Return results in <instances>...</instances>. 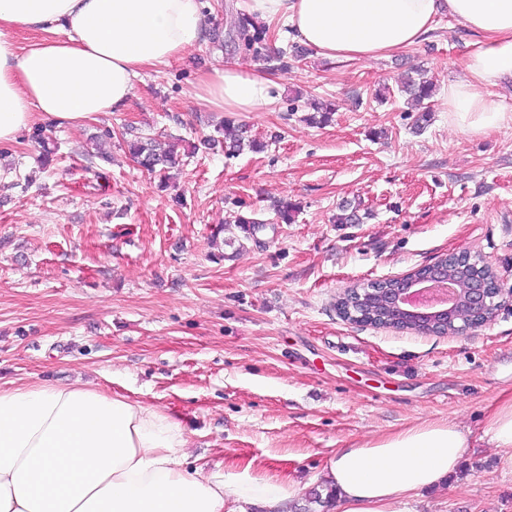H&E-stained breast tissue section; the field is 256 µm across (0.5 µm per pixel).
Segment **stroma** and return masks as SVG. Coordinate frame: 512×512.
I'll list each match as a JSON object with an SVG mask.
<instances>
[{
	"instance_id": "1",
	"label": "stroma",
	"mask_w": 512,
	"mask_h": 512,
	"mask_svg": "<svg viewBox=\"0 0 512 512\" xmlns=\"http://www.w3.org/2000/svg\"><path fill=\"white\" fill-rule=\"evenodd\" d=\"M219 33L145 71L126 108L78 127L45 125L49 166L30 133L0 145V386L79 383L180 421L209 468L317 487L332 453L425 423L455 421L475 442L459 479L410 512H512V464L482 437L512 395V307L461 336L357 325L336 310L348 287L464 248L512 269V126L472 135L430 120L399 91L425 70L436 90L466 78L475 36L437 19L425 42L388 58L329 61L270 25L254 58L229 37L244 0H207ZM258 66L276 87L260 112L196 103L201 72ZM336 111L304 122L311 100ZM224 123L264 143L235 157L192 152ZM109 128L179 138L166 180L142 173ZM299 203L281 223L274 201ZM357 224H340L342 204ZM257 218L245 235L233 218Z\"/></svg>"
}]
</instances>
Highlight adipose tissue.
Instances as JSON below:
<instances>
[{"instance_id": "obj_1", "label": "adipose tissue", "mask_w": 512, "mask_h": 512, "mask_svg": "<svg viewBox=\"0 0 512 512\" xmlns=\"http://www.w3.org/2000/svg\"><path fill=\"white\" fill-rule=\"evenodd\" d=\"M202 0H0V143L41 121L76 126L117 112L145 70L208 34ZM329 59L375 60L427 40L449 14L478 36L465 79L441 97L474 135L512 124L495 90L512 81V0H249ZM42 32L20 45L14 30ZM65 39H58V32ZM274 81L233 64L206 72L193 96L224 112H258ZM471 438L456 423L413 427L342 448L322 472L336 512H402L403 500L459 468ZM189 438L165 411L72 384L0 388V512H280L292 480L187 468Z\"/></svg>"}]
</instances>
